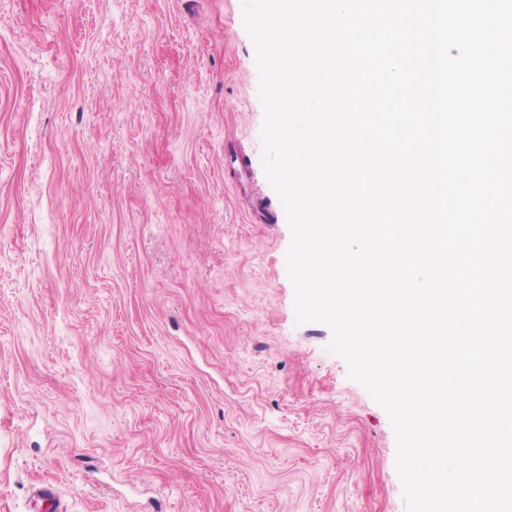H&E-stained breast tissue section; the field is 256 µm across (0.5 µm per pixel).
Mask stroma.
Segmentation results:
<instances>
[{
	"instance_id": "1",
	"label": "stroma",
	"mask_w": 512,
	"mask_h": 512,
	"mask_svg": "<svg viewBox=\"0 0 512 512\" xmlns=\"http://www.w3.org/2000/svg\"><path fill=\"white\" fill-rule=\"evenodd\" d=\"M263 121L243 0H0V512H407L297 320ZM34 505L40 509V512H64L61 498L52 485H45L36 489Z\"/></svg>"
}]
</instances>
